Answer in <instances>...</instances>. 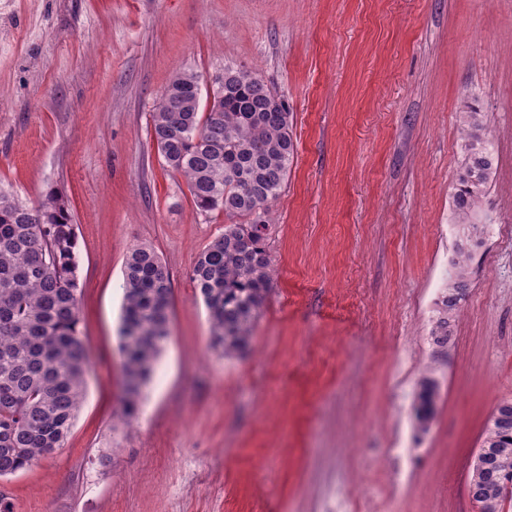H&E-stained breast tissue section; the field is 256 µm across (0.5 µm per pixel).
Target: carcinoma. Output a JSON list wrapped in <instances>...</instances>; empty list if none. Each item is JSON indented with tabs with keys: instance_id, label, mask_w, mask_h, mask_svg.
I'll return each mask as SVG.
<instances>
[{
	"instance_id": "carcinoma-1",
	"label": "carcinoma",
	"mask_w": 512,
	"mask_h": 512,
	"mask_svg": "<svg viewBox=\"0 0 512 512\" xmlns=\"http://www.w3.org/2000/svg\"><path fill=\"white\" fill-rule=\"evenodd\" d=\"M236 86L222 108L201 105L168 86L150 113L165 164L183 177L195 207L230 223L201 251L190 278L205 304L210 346L226 358L247 353L272 288L271 203L284 188L296 145L287 100L254 71L224 70ZM461 163L453 174L450 223L460 239L435 301L429 336L444 348L453 336L462 292L469 288L472 248L488 224V188L499 158L486 112L468 101L456 113ZM119 352L121 417L136 416L169 337L173 288L155 250L126 254ZM81 292L67 198L49 193L33 209L0 189V477L24 472L64 447L85 395L88 363L78 336ZM439 394L436 367L419 381L413 428L429 431ZM486 464L467 482L474 503L496 500L512 476V399L501 400L480 436Z\"/></svg>"
}]
</instances>
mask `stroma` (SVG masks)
<instances>
[{
  "instance_id": "obj_1",
  "label": "stroma",
  "mask_w": 512,
  "mask_h": 512,
  "mask_svg": "<svg viewBox=\"0 0 512 512\" xmlns=\"http://www.w3.org/2000/svg\"><path fill=\"white\" fill-rule=\"evenodd\" d=\"M240 64L287 99L296 154L272 203V290L249 352L227 359L190 279L225 218L197 210L150 113L178 71L206 90ZM467 98L501 159L488 219L512 235V0H0V187L67 197L89 359L64 448L0 479L9 512H318L339 488L352 512H476L467 473L512 399L497 234L473 250L447 349L428 338ZM141 244L172 283L171 335L125 422L123 265ZM432 362L437 412L418 436ZM418 386L419 390L412 419L415 432L422 435L429 431L436 411L439 383L436 378L435 366H431L421 377Z\"/></svg>"
}]
</instances>
